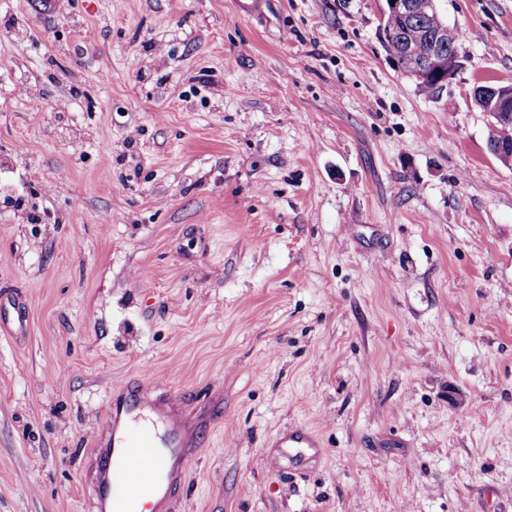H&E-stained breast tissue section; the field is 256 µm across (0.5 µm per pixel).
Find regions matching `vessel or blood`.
I'll list each match as a JSON object with an SVG mask.
<instances>
[{
	"label": "vessel or blood",
	"mask_w": 512,
	"mask_h": 512,
	"mask_svg": "<svg viewBox=\"0 0 512 512\" xmlns=\"http://www.w3.org/2000/svg\"><path fill=\"white\" fill-rule=\"evenodd\" d=\"M102 418L110 435L96 442L100 466L92 488L98 512H143L145 498H174L191 455L172 403L115 400Z\"/></svg>",
	"instance_id": "vessel-or-blood-1"
}]
</instances>
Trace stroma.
Instances as JSON below:
<instances>
[{
	"label": "stroma",
	"mask_w": 512,
	"mask_h": 512,
	"mask_svg": "<svg viewBox=\"0 0 512 512\" xmlns=\"http://www.w3.org/2000/svg\"><path fill=\"white\" fill-rule=\"evenodd\" d=\"M438 4L430 96L385 0H0V512H93L130 385L181 408L176 512H512V0Z\"/></svg>",
	"instance_id": "1"
}]
</instances>
